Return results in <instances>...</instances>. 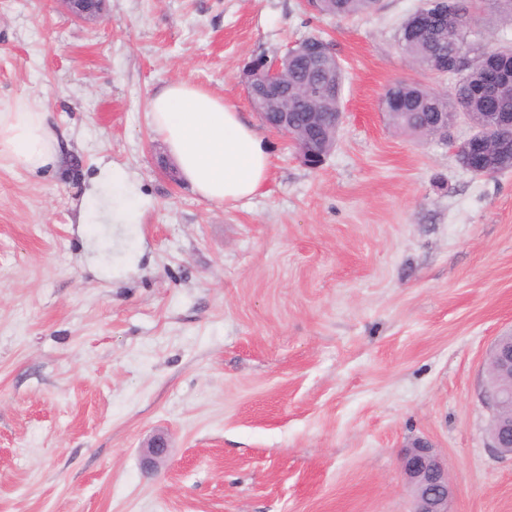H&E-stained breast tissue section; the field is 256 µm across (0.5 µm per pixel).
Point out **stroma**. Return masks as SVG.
Here are the masks:
<instances>
[{"instance_id": "35a3bbf8", "label": "stroma", "mask_w": 512, "mask_h": 512, "mask_svg": "<svg viewBox=\"0 0 512 512\" xmlns=\"http://www.w3.org/2000/svg\"><path fill=\"white\" fill-rule=\"evenodd\" d=\"M421 0L353 18L302 0H0V104L40 100L60 140L34 172L0 165V512H409L399 452L448 461V512H512L488 448L482 366L512 330V169L478 176L454 143L390 126L387 85L446 90L397 42ZM322 34L345 68L336 145L288 137L269 192L233 207L175 175L148 101L187 79L258 123L245 64ZM469 40L512 43L475 0ZM139 217L82 203L101 170ZM171 448L142 465L150 435ZM70 13L82 21H96L103 17L105 0H64ZM93 6L88 7L87 4Z\"/></svg>"}]
</instances>
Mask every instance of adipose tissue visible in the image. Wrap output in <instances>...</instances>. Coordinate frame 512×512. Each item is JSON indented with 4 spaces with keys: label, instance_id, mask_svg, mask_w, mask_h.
Returning a JSON list of instances; mask_svg holds the SVG:
<instances>
[{
    "label": "adipose tissue",
    "instance_id": "adipose-tissue-1",
    "mask_svg": "<svg viewBox=\"0 0 512 512\" xmlns=\"http://www.w3.org/2000/svg\"><path fill=\"white\" fill-rule=\"evenodd\" d=\"M149 114L183 179L203 200L229 206L263 193L272 160L268 147L224 98L173 80L153 94ZM53 142L40 101L0 107V162L23 170L45 166L53 159Z\"/></svg>",
    "mask_w": 512,
    "mask_h": 512
}]
</instances>
